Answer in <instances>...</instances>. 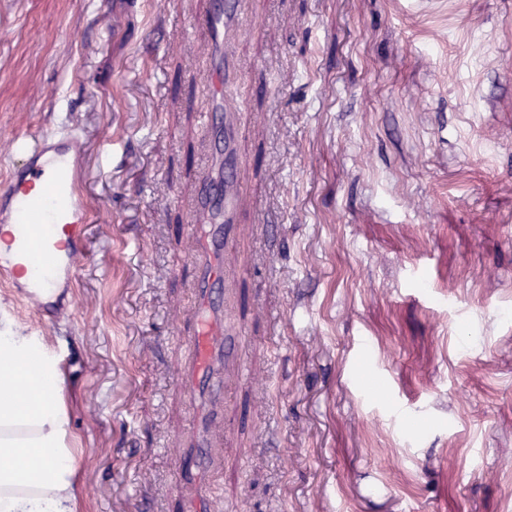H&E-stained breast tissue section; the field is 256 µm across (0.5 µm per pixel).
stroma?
I'll use <instances>...</instances> for the list:
<instances>
[{
  "mask_svg": "<svg viewBox=\"0 0 512 512\" xmlns=\"http://www.w3.org/2000/svg\"><path fill=\"white\" fill-rule=\"evenodd\" d=\"M216 0H0L9 144L84 136L91 263L47 319L83 512H512V0H248L225 106L246 337L200 445L175 372L210 165Z\"/></svg>",
  "mask_w": 512,
  "mask_h": 512,
  "instance_id": "35a3bbf8",
  "label": "stroma"
}]
</instances>
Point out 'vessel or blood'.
<instances>
[{"label": "vessel or blood", "instance_id": "b4317fda", "mask_svg": "<svg viewBox=\"0 0 512 512\" xmlns=\"http://www.w3.org/2000/svg\"><path fill=\"white\" fill-rule=\"evenodd\" d=\"M244 0H224L222 8L212 10L204 22L212 46H223L228 33L238 31ZM12 153L18 162L0 181V223L37 224L47 234L59 233L67 239L62 264L78 270L91 262L92 253L85 244L86 226L91 216L85 193L71 178L72 154L86 155L82 136L64 128L41 132L34 137H15ZM239 198L222 192V177L207 172L190 221L201 238L197 275L198 327L185 343L190 361L178 373L189 393L206 387L211 399L224 394L221 376L229 350L226 346L227 321L224 311L212 299V290L224 283L226 271L235 266L228 246L225 220L231 219ZM0 278L25 281L30 288H49L53 281L47 272L27 277L23 265L0 252Z\"/></svg>", "mask_w": 512, "mask_h": 512}]
</instances>
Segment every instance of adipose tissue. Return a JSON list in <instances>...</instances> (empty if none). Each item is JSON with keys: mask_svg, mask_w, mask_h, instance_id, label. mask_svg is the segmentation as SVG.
Masks as SVG:
<instances>
[{"mask_svg": "<svg viewBox=\"0 0 512 512\" xmlns=\"http://www.w3.org/2000/svg\"><path fill=\"white\" fill-rule=\"evenodd\" d=\"M72 401L59 356L0 304V512H81Z\"/></svg>", "mask_w": 512, "mask_h": 512, "instance_id": "1", "label": "adipose tissue"}]
</instances>
